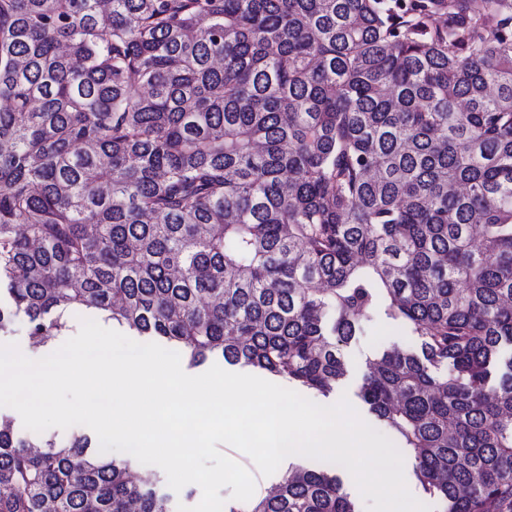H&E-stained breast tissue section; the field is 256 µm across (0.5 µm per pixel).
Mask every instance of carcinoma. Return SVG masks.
<instances>
[{"instance_id":"obj_1","label":"carcinoma","mask_w":512,"mask_h":512,"mask_svg":"<svg viewBox=\"0 0 512 512\" xmlns=\"http://www.w3.org/2000/svg\"><path fill=\"white\" fill-rule=\"evenodd\" d=\"M0 329L72 314L361 399L444 512H512V0H0ZM0 418V512H170L75 434ZM225 512H356L289 471ZM416 336H410L409 331L402 325L394 323L381 309L370 320L364 321L354 338L343 347L342 354L345 363V376L339 381L336 392L327 400H322L315 394L288 384L286 380L270 376L258 370L242 368L239 365H230L219 357H211L199 367H189L181 353L174 349L181 357V366L189 375H199L206 372L212 365L217 364L222 369L232 373H243L261 377L288 389L294 390L311 401L329 406L339 401L346 394L349 403L358 412L361 418L376 430L380 431L393 441V434L384 423L372 414L368 405L361 399L359 392L365 375L368 373L371 361L390 349L410 351L415 348ZM0 417L11 419L13 421L15 435L18 438L27 441L35 442L36 440L46 439L48 437H53L58 441H62L69 439L73 434L76 433H83L93 437H97L93 430L83 425H75L66 430H62L59 428H50L42 433H35L33 431L26 429L23 426L22 419L18 412L9 407H0Z\"/></svg>"}]
</instances>
